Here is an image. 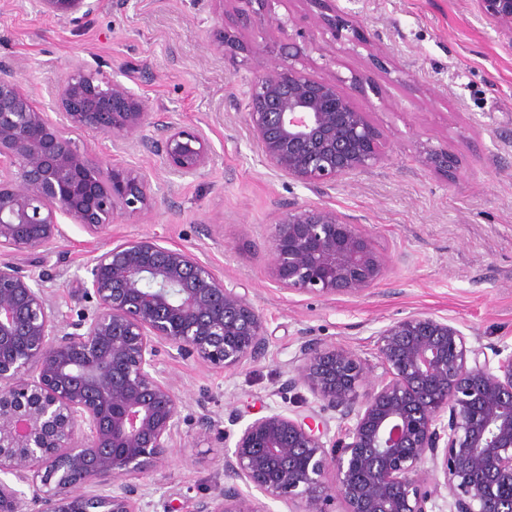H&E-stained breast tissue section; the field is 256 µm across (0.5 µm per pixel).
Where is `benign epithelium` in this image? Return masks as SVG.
Instances as JSON below:
<instances>
[{"mask_svg": "<svg viewBox=\"0 0 512 512\" xmlns=\"http://www.w3.org/2000/svg\"><path fill=\"white\" fill-rule=\"evenodd\" d=\"M256 17L280 25L274 4ZM331 31L352 27L333 0H303ZM477 18L512 51V0H474ZM42 12L78 22L88 0H40ZM221 53L254 64L245 123L272 170L320 190L378 166L382 131L344 91L342 80L292 63L272 65L266 49L223 29ZM57 113L20 88L0 61V512H143L135 482L163 462L180 425L181 400L158 353L234 370L265 356L263 321L245 292L211 265L153 236L96 250L75 275L93 310L73 320L53 303L45 278L19 262L46 256L62 237L61 220L102 239L119 217L147 214L152 176L105 164L71 137L80 130L127 140L151 124L150 100L99 71L75 68L60 85ZM178 176L213 160L205 132L170 122L159 145ZM416 160L454 181L455 153L420 142ZM267 276L280 289L319 297L361 296L386 273L372 235L326 205L288 209L267 241ZM383 375L357 400L366 367L334 346L306 340L289 361L285 385L310 391L319 413L287 407L225 433L224 475L195 512H269L241 487L289 512H435L446 489L449 512H512V351L496 365L467 346L446 318L418 312L376 333ZM336 421L331 428L330 421ZM93 488L86 493L85 487Z\"/></svg>", "mask_w": 512, "mask_h": 512, "instance_id": "obj_1", "label": "benign epithelium"}]
</instances>
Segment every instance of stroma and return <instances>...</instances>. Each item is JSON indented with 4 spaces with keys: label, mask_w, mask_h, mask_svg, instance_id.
Returning a JSON list of instances; mask_svg holds the SVG:
<instances>
[{
    "label": "stroma",
    "mask_w": 512,
    "mask_h": 512,
    "mask_svg": "<svg viewBox=\"0 0 512 512\" xmlns=\"http://www.w3.org/2000/svg\"><path fill=\"white\" fill-rule=\"evenodd\" d=\"M92 2L93 12L73 24L44 14L39 0H0V60L15 65L21 89L49 113L54 90L79 66L149 97L151 124L121 147L88 132L72 137L106 163L151 171L159 192L151 212L113 223L111 237L64 224V239L38 272L74 317L90 307L74 281L90 252L155 236L247 289L269 341L263 358L235 370L161 356L182 398L181 424L167 461L140 478L150 493L144 512H159L165 500L190 512L224 484V450L203 434L202 411L222 428L232 407L248 420L269 405L311 413L305 386L284 387L301 341L351 352L367 363L371 383L383 373L376 332L417 312L453 322L469 347L512 349V51L477 20L472 0H336L337 11L355 15L352 29L336 34L321 29L302 0H278L281 30L238 27L244 43L268 47L270 62L370 80L354 100L387 136V156L323 191L265 164L244 123L253 64L211 48L222 18L251 12L247 0ZM169 121L206 131L213 162L202 174L168 172L155 143ZM424 141L457 154L455 183L416 162ZM309 204L356 218L377 241L387 272L365 295L288 293L267 278L265 243L278 215Z\"/></svg>",
    "instance_id": "1"
}]
</instances>
